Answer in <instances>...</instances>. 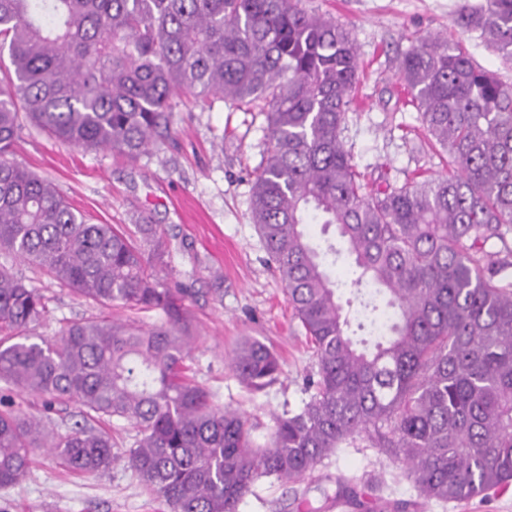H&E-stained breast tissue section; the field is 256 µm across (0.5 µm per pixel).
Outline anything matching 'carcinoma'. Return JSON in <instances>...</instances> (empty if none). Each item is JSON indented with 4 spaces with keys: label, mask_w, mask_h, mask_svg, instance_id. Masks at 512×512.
<instances>
[{
    "label": "carcinoma",
    "mask_w": 512,
    "mask_h": 512,
    "mask_svg": "<svg viewBox=\"0 0 512 512\" xmlns=\"http://www.w3.org/2000/svg\"><path fill=\"white\" fill-rule=\"evenodd\" d=\"M301 0H0V251L39 266L80 298L158 311L148 329L76 322L55 340L26 334L39 291L0 265V380L85 416L135 429L119 454L75 422L50 441L34 418L0 413V487L28 473L36 448L98 474L123 461L170 512H238L262 477L296 483L337 449L378 448L418 496L446 504L512 485V262L488 251L512 234V85L466 46L422 40L399 72L406 103L447 156L448 174L367 191L342 132L359 57L341 25ZM459 25L512 62V0L461 6ZM182 91L259 103L269 147L251 216L316 358L312 393L273 416L270 440L191 380L189 288L158 272L168 244L153 224L134 246L92 224L12 155L27 120L50 137L129 158L171 133ZM335 225L357 277L375 287L360 330L305 225ZM230 368L249 390L280 373L277 354L242 339Z\"/></svg>",
    "instance_id": "1"
}]
</instances>
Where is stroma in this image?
I'll return each mask as SVG.
<instances>
[{"label":"stroma","mask_w":512,"mask_h":512,"mask_svg":"<svg viewBox=\"0 0 512 512\" xmlns=\"http://www.w3.org/2000/svg\"><path fill=\"white\" fill-rule=\"evenodd\" d=\"M464 0H302V7L345 27L361 65L343 140L371 189L402 185L416 172L445 174L418 112L404 103L400 54L421 39L462 40L474 60L505 83L512 66L474 32L455 21ZM172 136L131 160L106 150H83L48 137L24 123L13 149L16 161L53 182L90 222L109 224L138 242V217H148L166 236L168 283L191 288L186 301L198 339L189 364L195 380L216 406L250 415L256 443H266L273 415L299 410L308 399L306 378L316 369L313 350L294 319L284 285L274 274L251 219V185L266 155L264 113L229 102L206 106L191 95L173 96ZM12 269L45 298L46 311L30 335L48 340L75 322L107 318L145 329L160 324L156 311L101 305L60 287L39 267L0 253ZM245 336L273 347L281 372L260 391L244 388L227 357ZM6 411L41 420L51 435L65 434L81 420L75 401L45 410L42 397L0 381ZM400 463L375 448L343 447L303 481L260 479L239 512H298L294 492L304 493L316 512H371L336 501L337 479L379 482L385 512H512V489L442 505L417 497ZM0 512H169L122 464L102 473L67 472L47 449H36L28 475L0 488Z\"/></svg>","instance_id":"1"}]
</instances>
